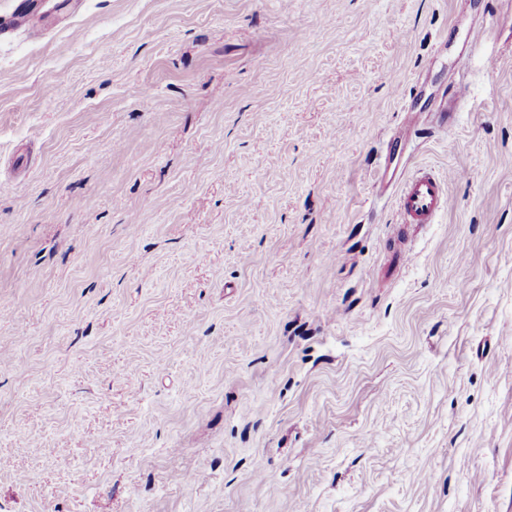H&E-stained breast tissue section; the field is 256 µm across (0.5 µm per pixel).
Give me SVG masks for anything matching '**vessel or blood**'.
Segmentation results:
<instances>
[{"label":"vessel or blood","mask_w":512,"mask_h":512,"mask_svg":"<svg viewBox=\"0 0 512 512\" xmlns=\"http://www.w3.org/2000/svg\"><path fill=\"white\" fill-rule=\"evenodd\" d=\"M379 176L384 185L399 184L397 204L403 223H435L449 204L447 181L433 172L418 170L409 173L395 166L387 157L379 163Z\"/></svg>","instance_id":"obj_1"}]
</instances>
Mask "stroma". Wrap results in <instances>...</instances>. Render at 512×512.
Segmentation results:
<instances>
[{"instance_id":"1","label":"stroma","mask_w":512,"mask_h":512,"mask_svg":"<svg viewBox=\"0 0 512 512\" xmlns=\"http://www.w3.org/2000/svg\"><path fill=\"white\" fill-rule=\"evenodd\" d=\"M1 458L0 512H512V0L0 34ZM393 161L389 155L380 161L379 176L384 185L397 182L401 185L397 204L402 223L435 224L449 204L446 179L426 170L408 174L405 168L393 166Z\"/></svg>"}]
</instances>
